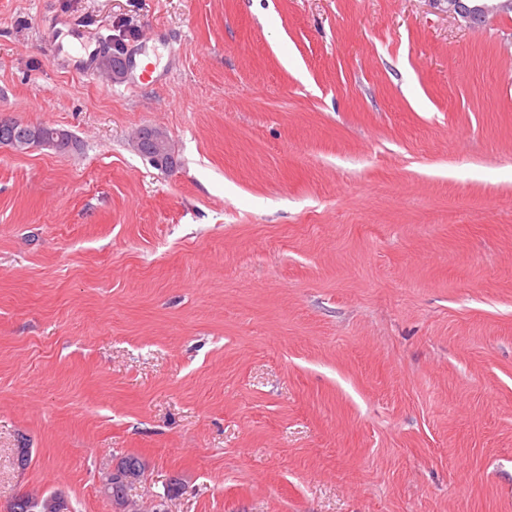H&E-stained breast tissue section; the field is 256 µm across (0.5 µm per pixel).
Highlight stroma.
Masks as SVG:
<instances>
[{
  "label": "stroma",
  "mask_w": 512,
  "mask_h": 512,
  "mask_svg": "<svg viewBox=\"0 0 512 512\" xmlns=\"http://www.w3.org/2000/svg\"><path fill=\"white\" fill-rule=\"evenodd\" d=\"M0 113L79 142L0 147V512H512V12L0 0ZM162 139H163L162 134H160L159 132H156L155 141H154L155 147L146 149L143 152V155L147 159V161L154 167L160 168V169H165V168L170 167L171 163H172V159L168 158L169 153L172 155L173 159H174V153L172 151V147H171L168 139H167V141H168V145H169V153H167L163 149ZM174 162H175V159H174ZM124 462L129 467H137L139 469L138 479L139 482H141L145 472V465L143 464V461L138 457L132 456L124 459ZM129 467H123L118 464L117 466L105 472L101 478V486L103 491H106L108 488L112 487L113 491L118 492L120 497L125 495L124 490L137 479V477L134 475L133 469Z\"/></svg>",
  "instance_id": "1"
}]
</instances>
